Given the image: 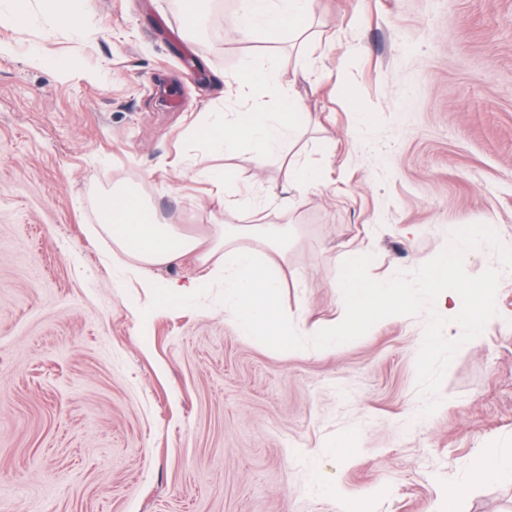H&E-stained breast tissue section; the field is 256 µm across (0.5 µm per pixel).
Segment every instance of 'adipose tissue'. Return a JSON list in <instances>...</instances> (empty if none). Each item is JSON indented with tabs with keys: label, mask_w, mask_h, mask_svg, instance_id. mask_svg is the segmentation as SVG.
<instances>
[{
	"label": "adipose tissue",
	"mask_w": 512,
	"mask_h": 512,
	"mask_svg": "<svg viewBox=\"0 0 512 512\" xmlns=\"http://www.w3.org/2000/svg\"><path fill=\"white\" fill-rule=\"evenodd\" d=\"M310 12L311 0H241L230 25L243 37L258 35L274 43L284 33L302 30ZM237 98L239 107L222 113L220 119H207L200 135L221 144L225 151L252 155L259 161L273 152L286 154L300 130L302 100L294 89L247 67L238 77ZM319 179L316 170L289 157L282 183L269 189L267 200L296 204ZM100 210L104 230L126 257L121 265L126 279L172 298L188 297L209 281L223 280L224 315L240 335L286 349L292 346L298 331L285 323L279 304L288 253L287 229L213 224L205 232L195 233L185 225L161 219L129 187L114 188L101 199ZM486 234V228L480 226L462 229L447 251L418 260L426 286L440 307L459 317L476 334L494 318L497 280L488 275L464 282L458 270L468 252L467 241ZM191 254L205 267V276L164 285L151 277V268L176 264ZM337 288L346 321L342 327L325 332L324 344L329 348L343 345L355 329L378 317L413 309L416 304L412 289L362 278L351 268L342 273ZM501 469H512V454L485 453L465 478L449 489L447 512H458L460 501L472 487Z\"/></svg>",
	"instance_id": "ef3b65f1"
}]
</instances>
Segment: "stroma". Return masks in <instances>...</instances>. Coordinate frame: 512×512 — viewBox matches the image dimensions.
Masks as SVG:
<instances>
[{
	"mask_svg": "<svg viewBox=\"0 0 512 512\" xmlns=\"http://www.w3.org/2000/svg\"><path fill=\"white\" fill-rule=\"evenodd\" d=\"M65 5L33 0L20 23L0 9V512H441L487 449L512 451V0H313L294 49L238 35V0H202L191 28L177 0H90L78 31ZM248 65L305 98L297 149L325 184L290 208L263 205L279 155L190 135L234 108ZM116 186L196 229L287 225L281 305L314 335H238L220 284L182 303L117 284L99 212ZM482 224L496 236L460 275L499 287L475 336L416 259ZM357 248L362 276L418 307L329 350ZM430 331L444 347L425 358ZM345 435L327 496L304 452ZM459 512H512V471Z\"/></svg>",
	"mask_w": 512,
	"mask_h": 512,
	"instance_id": "stroma-1",
	"label": "stroma"
}]
</instances>
